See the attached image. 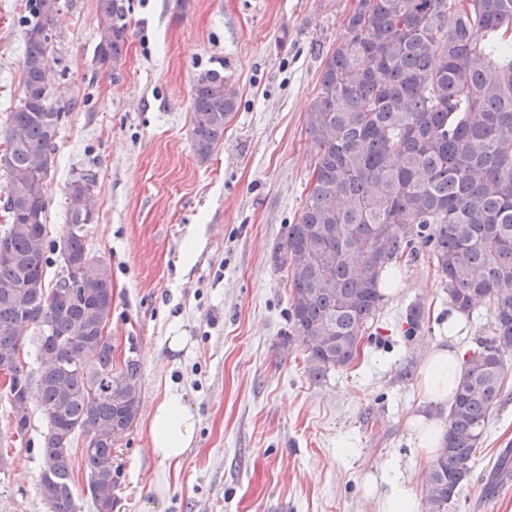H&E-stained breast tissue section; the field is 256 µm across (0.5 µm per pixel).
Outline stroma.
<instances>
[{
	"label": "stroma",
	"instance_id": "stroma-1",
	"mask_svg": "<svg viewBox=\"0 0 512 512\" xmlns=\"http://www.w3.org/2000/svg\"><path fill=\"white\" fill-rule=\"evenodd\" d=\"M61 3L51 66L71 107L46 180L48 237L63 234L72 177L95 171L86 246L112 269V357L136 360L141 372L138 418L112 451V512H377L362 480L392 464L422 487L430 460L406 422L423 410L418 366L448 319L435 271L422 261L401 267L361 358L315 382L286 340L289 288L273 261L313 169L305 113L353 0H131L114 75L94 59L97 0ZM25 6L0 0V153L22 92ZM211 68L229 76L238 110L201 165L190 101L196 76ZM415 303L430 328L408 342ZM176 331L187 342L174 352L167 338ZM168 391L200 425L194 448L162 463L146 452V424ZM46 431L34 402L27 435L12 437L0 402V448L11 457L0 512L42 506ZM476 457V478L448 512H512V478L499 481L495 468L512 461V399L494 411Z\"/></svg>",
	"mask_w": 512,
	"mask_h": 512
}]
</instances>
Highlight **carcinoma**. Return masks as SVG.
Here are the masks:
<instances>
[{
    "instance_id": "1",
    "label": "carcinoma",
    "mask_w": 512,
    "mask_h": 512,
    "mask_svg": "<svg viewBox=\"0 0 512 512\" xmlns=\"http://www.w3.org/2000/svg\"><path fill=\"white\" fill-rule=\"evenodd\" d=\"M60 0H27L22 20V95L9 115V189L0 232V362L12 436L30 424L38 395L48 429L39 490L48 512H77L71 447L82 456L95 512H112V448L133 427L142 391L137 363L114 368L112 272L87 250L95 221L87 190L96 174L68 184L67 227L48 240L46 179L63 118L50 58L61 35ZM130 0H97L95 60L120 70ZM346 37L327 53L320 89L305 115L315 162L299 218L282 226L274 252L290 288L287 340L319 381L347 367L379 309L396 268L426 251L448 305L490 319L448 407L443 448L423 485V512H448L470 482L490 417L507 398L512 359V0H355ZM238 108L217 69L195 78L192 146L207 162ZM62 270L45 287L50 246ZM77 264L80 277L67 276ZM407 337L425 330L420 305ZM38 331L39 365L20 353Z\"/></svg>"
}]
</instances>
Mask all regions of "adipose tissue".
<instances>
[{"label": "adipose tissue", "mask_w": 512, "mask_h": 512, "mask_svg": "<svg viewBox=\"0 0 512 512\" xmlns=\"http://www.w3.org/2000/svg\"><path fill=\"white\" fill-rule=\"evenodd\" d=\"M467 319L458 311L448 315L444 342L427 350L418 368L419 388L425 403L450 402L465 369L462 351L457 347L459 331ZM149 453L159 461H177L197 442L199 418L181 395L165 393L152 406L147 421ZM366 496L377 502V512H417L416 491L402 478L386 472L366 475Z\"/></svg>", "instance_id": "ef3b65f1"}]
</instances>
